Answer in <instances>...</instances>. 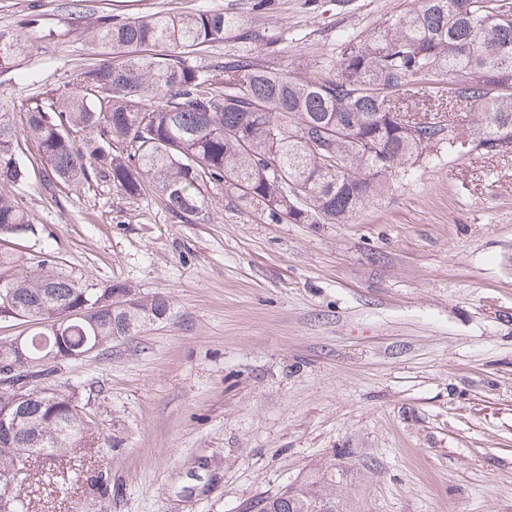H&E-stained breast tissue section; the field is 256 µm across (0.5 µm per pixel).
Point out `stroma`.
Segmentation results:
<instances>
[{
	"label": "stroma",
	"mask_w": 512,
	"mask_h": 512,
	"mask_svg": "<svg viewBox=\"0 0 512 512\" xmlns=\"http://www.w3.org/2000/svg\"><path fill=\"white\" fill-rule=\"evenodd\" d=\"M412 0H0V30L30 51L0 72L22 122L104 50L100 16L221 11L264 36L261 67L303 76L345 32L392 24ZM23 183L0 181L32 235L0 240L87 293L116 285L170 309L64 366L91 420L69 472L107 467L106 512H245L318 479L336 512H512V153L427 150L412 178L344 224L275 222L210 191L202 219L153 192L44 186L37 147ZM32 512H84L30 488Z\"/></svg>",
	"instance_id": "obj_1"
}]
</instances>
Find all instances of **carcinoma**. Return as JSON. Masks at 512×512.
Masks as SVG:
<instances>
[{"mask_svg": "<svg viewBox=\"0 0 512 512\" xmlns=\"http://www.w3.org/2000/svg\"><path fill=\"white\" fill-rule=\"evenodd\" d=\"M237 20L202 11L139 17L103 15L85 41L112 49V57L71 75L70 89L50 107L27 109L22 127L0 93V178L27 179L21 140L38 147L44 184L106 182L129 197L145 183L169 209L198 219L212 206L208 188L255 204L273 220L343 224L374 197L382 176L413 174L435 142L448 152H512V3L509 0H413L389 27L364 37L342 35L336 63L308 77L253 64L249 50L224 63V79L210 77L186 57L224 41ZM20 31L0 30V71L27 55ZM423 105L418 119L409 104ZM477 109L474 137L463 142L439 113ZM35 233L15 200L0 197V234ZM124 296L126 309L84 320L68 318L90 300ZM34 325L30 353L55 347L84 349L134 335L169 310L162 296L141 297L107 286L95 297L54 271L45 259L0 288V303ZM27 389L13 404L0 394V426L15 440L0 442V512H30L26 485L35 473L25 454L44 456V477L58 458L82 448L90 424L78 390L50 395ZM76 481L92 502L112 495L107 469L80 472ZM258 512H336V502L314 482L261 498Z\"/></svg>", "mask_w": 512, "mask_h": 512, "instance_id": "obj_1", "label": "carcinoma"}]
</instances>
